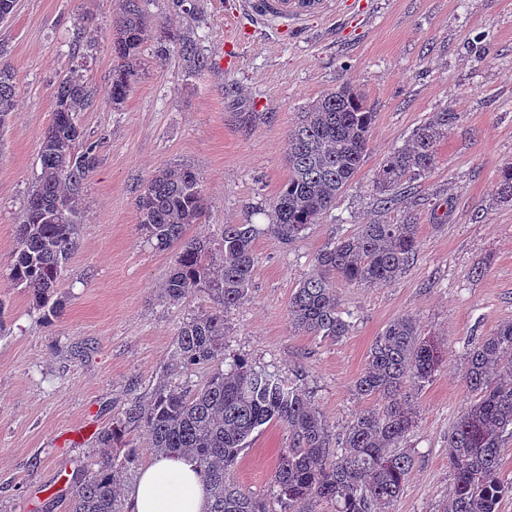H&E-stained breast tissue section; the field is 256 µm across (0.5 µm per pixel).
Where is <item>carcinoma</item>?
Here are the masks:
<instances>
[{
    "label": "carcinoma",
    "mask_w": 512,
    "mask_h": 512,
    "mask_svg": "<svg viewBox=\"0 0 512 512\" xmlns=\"http://www.w3.org/2000/svg\"><path fill=\"white\" fill-rule=\"evenodd\" d=\"M143 0H122L112 17V56L116 65L106 91L114 108L128 99L139 75L141 50L159 29L158 56L174 51L204 67L198 43L151 18ZM16 83L0 67V128L13 118ZM90 94L82 66L56 84L53 122L43 132L40 173L29 190L17 225L10 277L24 286L34 308L57 315V295L64 266L77 247L78 201L98 164L100 142L85 139L76 120ZM224 98L241 118L259 113L232 89ZM375 112L357 89L343 85L312 101L288 137V180L274 198L265 229L247 219L226 224L221 237H186L206 211L200 173L186 164L155 172L136 199L139 229L159 248L178 245L164 297L182 302L205 295L210 310L183 321L169 360L147 400L123 409L112 429L98 436V459L88 477L69 488L67 512H123L116 486L133 449L123 438L144 430L159 456L180 455L206 481L208 512H269L267 503L244 491L235 478L238 458L261 426L281 424L288 445L280 449L272 474V492L281 512H390L414 465L405 439L415 413L405 388L421 387L439 368L438 349L422 336L415 318L392 320L372 345L355 392L378 397L380 408L364 409L346 429L334 434L305 390L281 377L238 361L216 369L194 390L172 382L173 376L219 360L224 353V314L249 291L257 261L254 243L261 232L288 244L336 206L368 150ZM459 120L446 108L431 113L400 147L391 149L373 180L377 202L390 209L403 186L428 174L436 147ZM498 195L512 201V163L499 172ZM419 247L416 224H361L357 232L326 244L312 273L299 283L288 308L292 327L308 336L336 341L350 322L340 308L337 285L387 286L412 264ZM464 381L472 400L448 430V469L452 488L436 512H499L512 495V483L500 474V452L512 439V322L474 339L465 356Z\"/></svg>",
    "instance_id": "obj_1"
}]
</instances>
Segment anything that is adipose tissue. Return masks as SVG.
Masks as SVG:
<instances>
[{
    "label": "adipose tissue",
    "instance_id": "ef3b65f1",
    "mask_svg": "<svg viewBox=\"0 0 512 512\" xmlns=\"http://www.w3.org/2000/svg\"><path fill=\"white\" fill-rule=\"evenodd\" d=\"M207 485L194 465L160 457L145 465L126 501V512H208Z\"/></svg>",
    "mask_w": 512,
    "mask_h": 512
}]
</instances>
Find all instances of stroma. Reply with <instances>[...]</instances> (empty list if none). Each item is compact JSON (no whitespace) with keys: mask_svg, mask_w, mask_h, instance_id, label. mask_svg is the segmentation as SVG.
Returning a JSON list of instances; mask_svg holds the SVG:
<instances>
[{"mask_svg":"<svg viewBox=\"0 0 512 512\" xmlns=\"http://www.w3.org/2000/svg\"><path fill=\"white\" fill-rule=\"evenodd\" d=\"M226 0H196L183 13L168 0L147 10L167 29L198 40L206 60L142 48V76L123 107L104 91L112 76L111 16L119 0H15L0 22V64L11 66L17 107L0 131V512H66L58 491L87 475L100 432L128 403L146 399L162 374L179 326L208 310L198 295L179 304L162 297L174 250H160L138 228L135 199L154 172L186 163L204 180L207 210L190 237H219L244 218L267 224L288 179V134L324 92L350 85L375 113L369 150L331 215L291 244L267 234L247 296L225 315L224 362L243 358L308 391L332 432L355 414L381 407L353 388L375 339L410 315L441 348V364L415 391L407 445L414 467L391 512H436L447 498L448 431L468 406L464 356L472 339L512 322V203L500 202L498 174L512 162V0H372L368 16L343 28V13L309 22L301 42L257 35L225 37ZM93 18L84 33L77 19ZM84 64L93 101L77 122L102 140L101 161L81 200L79 245L60 293V317L44 319L9 276L23 202L40 171V138L53 120V89ZM260 112L242 123L224 102L225 86ZM460 119L440 140L433 170L410 195L380 210L372 180L388 151L430 113ZM419 228L413 265L391 285L338 287L351 313L347 336L331 341L299 333L288 306L316 253L359 225ZM288 432L255 431L236 478L270 498V479Z\"/></svg>","mask_w":512,"mask_h":512,"instance_id":"35a3bbf8","label":"stroma"}]
</instances>
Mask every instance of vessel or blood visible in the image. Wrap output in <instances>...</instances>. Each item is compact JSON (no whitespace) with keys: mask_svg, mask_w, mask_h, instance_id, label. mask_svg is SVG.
<instances>
[{"mask_svg":"<svg viewBox=\"0 0 512 512\" xmlns=\"http://www.w3.org/2000/svg\"><path fill=\"white\" fill-rule=\"evenodd\" d=\"M335 11V0H237L232 16L242 34L274 39L290 31L306 35L311 18Z\"/></svg>","mask_w":512,"mask_h":512,"instance_id":"b4317fda","label":"vessel or blood"}]
</instances>
